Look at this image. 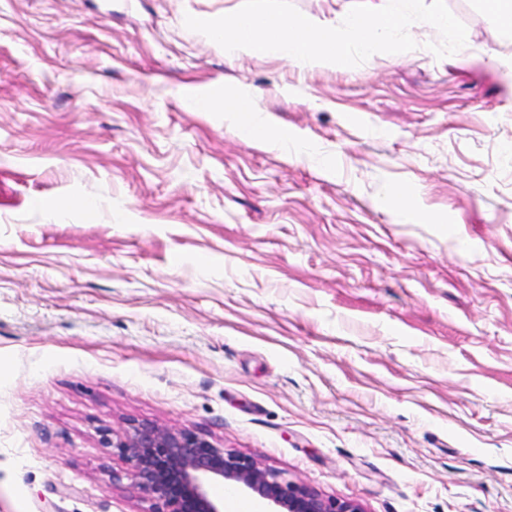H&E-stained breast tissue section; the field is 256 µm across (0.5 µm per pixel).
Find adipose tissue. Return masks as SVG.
Returning a JSON list of instances; mask_svg holds the SVG:
<instances>
[{"mask_svg":"<svg viewBox=\"0 0 512 512\" xmlns=\"http://www.w3.org/2000/svg\"><path fill=\"white\" fill-rule=\"evenodd\" d=\"M191 107L198 112H221L230 118L234 129L246 132L251 142L267 147L285 146L283 135L272 128L255 108L249 93L237 90L225 91L223 97L207 94L193 97Z\"/></svg>","mask_w":512,"mask_h":512,"instance_id":"1","label":"adipose tissue"}]
</instances>
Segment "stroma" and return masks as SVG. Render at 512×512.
I'll return each mask as SVG.
<instances>
[{
    "instance_id": "obj_1",
    "label": "stroma",
    "mask_w": 512,
    "mask_h": 512,
    "mask_svg": "<svg viewBox=\"0 0 512 512\" xmlns=\"http://www.w3.org/2000/svg\"><path fill=\"white\" fill-rule=\"evenodd\" d=\"M242 4L0 0V512H151L101 443L137 423L512 512V34L446 0L456 54L310 70L184 24ZM227 87L306 155L186 103Z\"/></svg>"
}]
</instances>
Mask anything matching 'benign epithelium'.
<instances>
[{"mask_svg":"<svg viewBox=\"0 0 512 512\" xmlns=\"http://www.w3.org/2000/svg\"><path fill=\"white\" fill-rule=\"evenodd\" d=\"M102 444L130 460L140 488L160 512H224V504L211 489L227 483L267 501L269 512H361L351 502L283 481L273 470L246 456L226 453L192 433L138 424L123 436L104 433Z\"/></svg>","mask_w":512,"mask_h":512,"instance_id":"1","label":"benign epithelium"}]
</instances>
